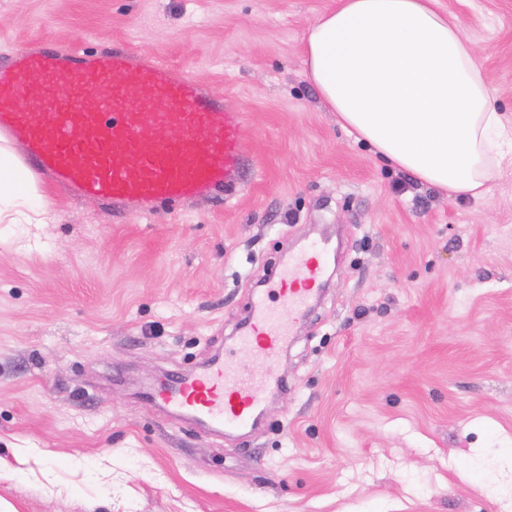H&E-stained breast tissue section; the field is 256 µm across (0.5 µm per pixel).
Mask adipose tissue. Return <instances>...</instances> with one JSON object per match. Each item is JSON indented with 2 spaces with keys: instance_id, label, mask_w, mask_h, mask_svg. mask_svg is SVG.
<instances>
[{
  "instance_id": "ef3b65f1",
  "label": "adipose tissue",
  "mask_w": 512,
  "mask_h": 512,
  "mask_svg": "<svg viewBox=\"0 0 512 512\" xmlns=\"http://www.w3.org/2000/svg\"><path fill=\"white\" fill-rule=\"evenodd\" d=\"M306 70L344 126L394 167L448 195L483 199L512 129L461 26L434 0H339L306 34ZM53 211L9 143L0 144V223Z\"/></svg>"
}]
</instances>
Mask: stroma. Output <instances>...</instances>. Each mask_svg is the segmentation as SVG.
Instances as JSON below:
<instances>
[{
	"label": "stroma",
	"instance_id": "35a3bbf8",
	"mask_svg": "<svg viewBox=\"0 0 512 512\" xmlns=\"http://www.w3.org/2000/svg\"><path fill=\"white\" fill-rule=\"evenodd\" d=\"M338 0H0V65L41 42L155 53L243 112L230 199L115 217L45 179L0 224V498L14 512H512V162L476 202L382 162L305 77ZM512 117V0H437ZM324 288L257 426L146 397L228 355L280 258Z\"/></svg>",
	"mask_w": 512,
	"mask_h": 512
}]
</instances>
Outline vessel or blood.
Masks as SVG:
<instances>
[{
    "label": "vessel or blood",
    "mask_w": 512,
    "mask_h": 512,
    "mask_svg": "<svg viewBox=\"0 0 512 512\" xmlns=\"http://www.w3.org/2000/svg\"><path fill=\"white\" fill-rule=\"evenodd\" d=\"M241 127V113L225 108L220 92L153 54L26 49L0 67V138L20 144L37 172L120 214L235 195L256 171ZM327 255L311 248L278 271L280 307L256 298L236 338L250 366L211 359L173 377L155 401L214 432L250 427Z\"/></svg>",
    "instance_id": "obj_1"
}]
</instances>
